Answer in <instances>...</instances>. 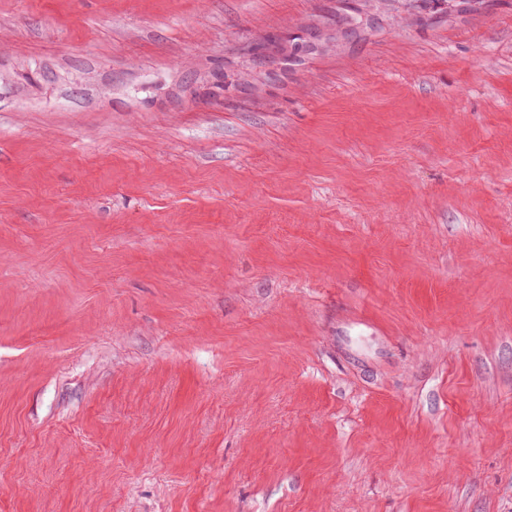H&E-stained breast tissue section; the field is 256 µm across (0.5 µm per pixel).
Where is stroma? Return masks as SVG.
I'll return each mask as SVG.
<instances>
[{
  "instance_id": "obj_1",
  "label": "stroma",
  "mask_w": 512,
  "mask_h": 512,
  "mask_svg": "<svg viewBox=\"0 0 512 512\" xmlns=\"http://www.w3.org/2000/svg\"><path fill=\"white\" fill-rule=\"evenodd\" d=\"M0 512H512V0H0Z\"/></svg>"
}]
</instances>
